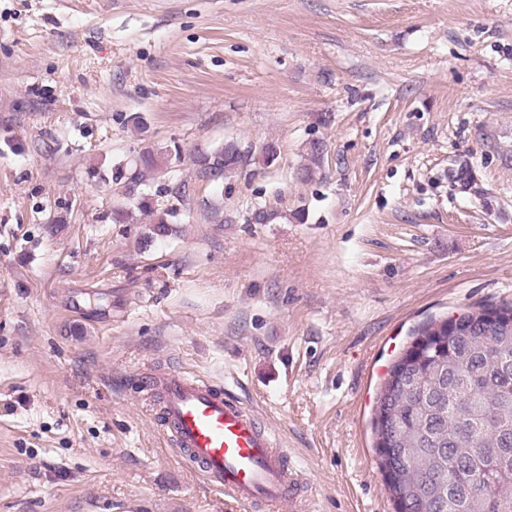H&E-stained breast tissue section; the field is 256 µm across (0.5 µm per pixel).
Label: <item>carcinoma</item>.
Masks as SVG:
<instances>
[{
	"mask_svg": "<svg viewBox=\"0 0 512 512\" xmlns=\"http://www.w3.org/2000/svg\"><path fill=\"white\" fill-rule=\"evenodd\" d=\"M323 142L311 141L301 178L321 166ZM242 154L228 141L197 157L217 180ZM181 159L180 148L143 147L131 170L112 182L132 191ZM138 209L169 232L170 208L148 196ZM373 448L395 512H512V302L431 318L391 363L372 418Z\"/></svg>",
	"mask_w": 512,
	"mask_h": 512,
	"instance_id": "1",
	"label": "carcinoma"
}]
</instances>
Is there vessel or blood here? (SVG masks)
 Here are the masks:
<instances>
[{
	"mask_svg": "<svg viewBox=\"0 0 512 512\" xmlns=\"http://www.w3.org/2000/svg\"><path fill=\"white\" fill-rule=\"evenodd\" d=\"M160 426L197 475L246 512H309L302 471L253 407L195 375L146 377Z\"/></svg>",
	"mask_w": 512,
	"mask_h": 512,
	"instance_id": "obj_1",
	"label": "vessel or blood"
}]
</instances>
